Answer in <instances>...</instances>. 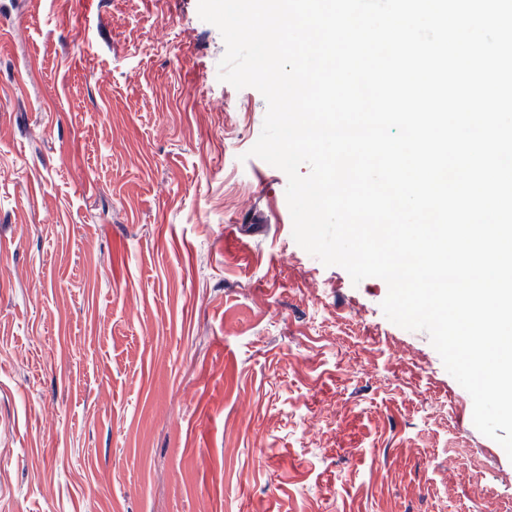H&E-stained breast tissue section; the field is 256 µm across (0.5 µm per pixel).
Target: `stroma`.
<instances>
[{
  "instance_id": "1",
  "label": "stroma",
  "mask_w": 512,
  "mask_h": 512,
  "mask_svg": "<svg viewBox=\"0 0 512 512\" xmlns=\"http://www.w3.org/2000/svg\"><path fill=\"white\" fill-rule=\"evenodd\" d=\"M224 53L198 0H0V512H512L386 282L295 242Z\"/></svg>"
}]
</instances>
